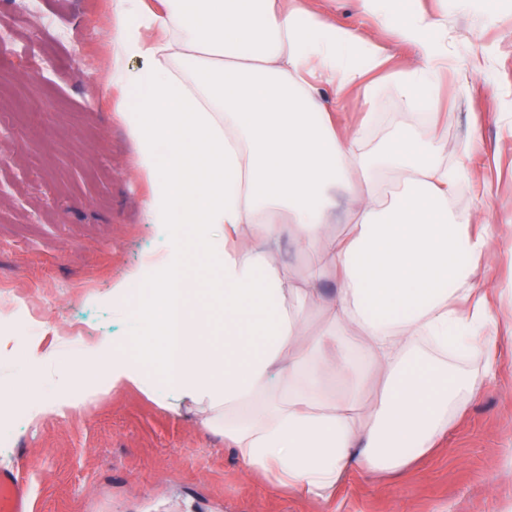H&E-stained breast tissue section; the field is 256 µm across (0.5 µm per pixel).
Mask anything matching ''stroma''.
<instances>
[{
    "mask_svg": "<svg viewBox=\"0 0 512 512\" xmlns=\"http://www.w3.org/2000/svg\"><path fill=\"white\" fill-rule=\"evenodd\" d=\"M40 0L22 11L0 0V311L20 307L46 344L77 352L93 338L126 333L103 297L153 245L141 221L146 187L131 172L132 145L112 118L109 0ZM343 28L363 31L387 62L377 82L369 142L394 137L409 116L392 76L420 64L417 46L379 30L359 0H310ZM425 10L448 44V70L424 111L448 123L449 165L470 144L481 181L459 183L456 215L488 213L492 246L473 288L512 284V0H394ZM50 55L40 91L21 75ZM492 372H484L486 358ZM489 357L457 362L472 389L445 437L395 472H354L327 500L246 474L222 431L193 412L160 409L116 388L34 423L0 443V470L17 473L30 512H512V340Z\"/></svg>",
    "mask_w": 512,
    "mask_h": 512,
    "instance_id": "35a3bbf8",
    "label": "stroma"
}]
</instances>
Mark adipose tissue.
<instances>
[{"mask_svg": "<svg viewBox=\"0 0 512 512\" xmlns=\"http://www.w3.org/2000/svg\"><path fill=\"white\" fill-rule=\"evenodd\" d=\"M434 26L414 12L394 27L423 56L394 75L413 118L366 149L339 130L316 81L357 91L369 112L385 60L307 0H110L112 112L148 187L155 246L112 287L128 335L66 360L30 342L19 419L134 388L223 425L245 471L324 499L349 473L428 453L468 387L449 348L483 352L498 334L489 291L467 285L488 219L449 214L470 171L441 167L448 133L417 111L448 68L447 47L427 36ZM341 196L346 232L335 227ZM286 234L314 258L299 280L272 254ZM192 249L218 265L202 293L187 274ZM203 305L224 315L223 352ZM312 305L328 317L311 336ZM376 374L381 392L365 401Z\"/></svg>", "mask_w": 512, "mask_h": 512, "instance_id": "1", "label": "adipose tissue"}]
</instances>
